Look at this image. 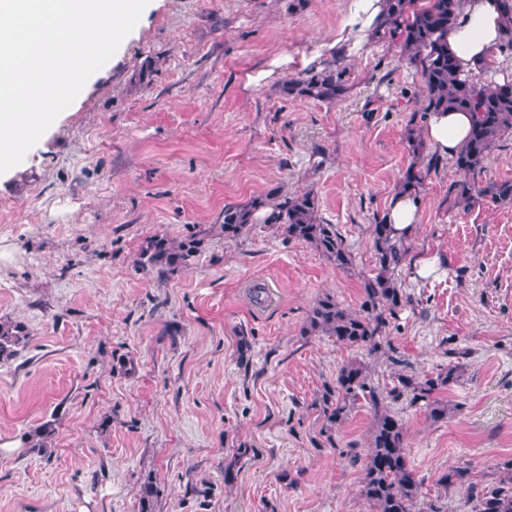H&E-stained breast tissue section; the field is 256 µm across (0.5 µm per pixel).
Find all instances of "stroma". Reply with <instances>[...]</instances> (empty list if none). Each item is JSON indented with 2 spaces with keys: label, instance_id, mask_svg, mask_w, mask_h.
Listing matches in <instances>:
<instances>
[{
  "label": "stroma",
  "instance_id": "obj_1",
  "mask_svg": "<svg viewBox=\"0 0 512 512\" xmlns=\"http://www.w3.org/2000/svg\"><path fill=\"white\" fill-rule=\"evenodd\" d=\"M353 0H150L112 58L24 160L0 174V320L29 336L0 361V512H371L361 494L371 410L333 440L317 400L366 363L407 430L422 482L414 512H471V492L512 463V202L455 203L440 158L419 190L410 260L447 274L397 285L414 299L373 358L303 328L331 295L358 310L376 273L372 226L413 162L421 81L399 45L347 48L332 104L285 96L322 70ZM278 187L310 191L353 257L331 265L266 224L225 239V205ZM156 236L199 239L194 263L142 268ZM450 410L432 421L398 390L447 369ZM47 448L22 439L44 424ZM236 478L225 483L224 466ZM469 478L438 485L451 468ZM448 271V258L437 254L422 257L412 264V278L415 280L427 279L438 273Z\"/></svg>",
  "mask_w": 512,
  "mask_h": 512
}]
</instances>
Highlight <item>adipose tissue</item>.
Instances as JSON below:
<instances>
[{
	"label": "adipose tissue",
	"instance_id": "1",
	"mask_svg": "<svg viewBox=\"0 0 512 512\" xmlns=\"http://www.w3.org/2000/svg\"><path fill=\"white\" fill-rule=\"evenodd\" d=\"M384 0H354L346 35L338 36L336 46L346 39L364 43L383 16ZM503 31L498 0H466L455 28L448 35V51L455 56L461 71L477 72L487 61ZM473 122L469 112L432 113L423 137L443 156H454L466 140Z\"/></svg>",
	"mask_w": 512,
	"mask_h": 512
}]
</instances>
